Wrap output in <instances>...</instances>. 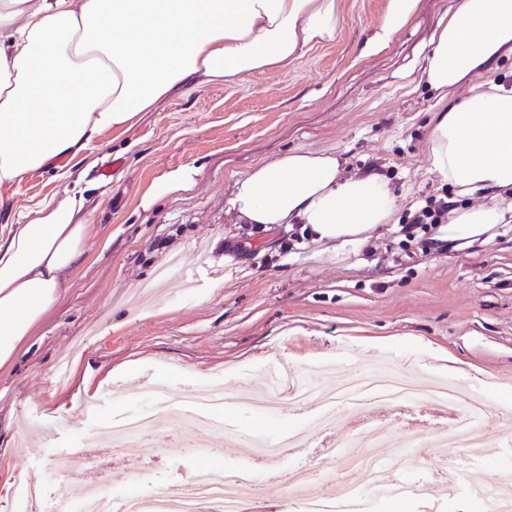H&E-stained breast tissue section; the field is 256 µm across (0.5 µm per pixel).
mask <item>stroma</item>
Listing matches in <instances>:
<instances>
[{
    "mask_svg": "<svg viewBox=\"0 0 512 512\" xmlns=\"http://www.w3.org/2000/svg\"><path fill=\"white\" fill-rule=\"evenodd\" d=\"M387 0H341L333 40L305 49L271 72L237 84L191 87L126 133L106 134L99 162L81 183L92 235L62 302L50 309L15 362L0 369V512H19L23 484L43 486L51 500L75 479L59 473L54 455L96 459L91 479L113 495L130 491L135 463L99 454L102 417L143 403L138 383H164L170 422L155 429L140 463L180 486L199 466L230 473L254 464L245 446L314 420L315 403L296 409L239 411L237 445L199 435L207 455L175 456L180 407L194 390L221 387L240 398L271 397L268 372L287 365L312 374L316 391L328 374H360L384 363L411 377L413 401L393 404L387 458L409 432L424 439L446 430L432 410L431 379L456 382L512 409V224L487 244L422 252L403 246L395 224L364 251L336 250L284 224L261 230L229 212L237 178L293 150L338 156L348 173L378 167L401 198L405 219L429 196L457 197L430 173L427 122L447 99L419 79L437 27L459 0H419L407 26L385 47L366 52ZM190 165L195 188L150 208L139 205L161 174ZM58 170L35 173L13 190L17 211L62 194ZM286 239L290 249L281 250ZM485 446L472 460L485 481L512 475V442L482 424ZM312 472L321 489L345 476L343 463L323 460L317 446L296 458L264 460L263 480L244 498V512H304L289 493L292 464ZM454 464L453 450L416 451L401 479L434 484ZM496 504L455 500H384L367 493L361 512H496Z\"/></svg>",
    "mask_w": 512,
    "mask_h": 512,
    "instance_id": "stroma-1",
    "label": "stroma"
}]
</instances>
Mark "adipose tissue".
Instances as JSON below:
<instances>
[{
  "label": "adipose tissue",
  "instance_id": "adipose-tissue-1",
  "mask_svg": "<svg viewBox=\"0 0 512 512\" xmlns=\"http://www.w3.org/2000/svg\"><path fill=\"white\" fill-rule=\"evenodd\" d=\"M419 0H387L369 49L384 47ZM339 0H0V368L11 365L91 235L81 189L17 214L9 191L37 170L97 163L107 132H126L190 86L235 83L333 39ZM512 56V0H461L439 25L420 79L465 96L429 120V170L472 205L452 208L435 239L456 250L512 223V88L489 79ZM183 166L154 179L144 205L192 190ZM384 174H347L336 155L293 150L239 177L228 205L240 220L297 224L314 241L360 250L396 221Z\"/></svg>",
  "mask_w": 512,
  "mask_h": 512
}]
</instances>
